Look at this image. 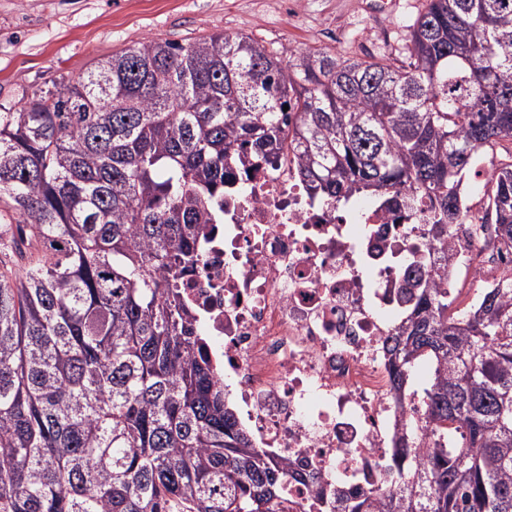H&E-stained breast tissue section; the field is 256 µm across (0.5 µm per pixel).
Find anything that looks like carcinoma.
I'll return each instance as SVG.
<instances>
[{
	"instance_id": "obj_1",
	"label": "carcinoma",
	"mask_w": 512,
	"mask_h": 512,
	"mask_svg": "<svg viewBox=\"0 0 512 512\" xmlns=\"http://www.w3.org/2000/svg\"><path fill=\"white\" fill-rule=\"evenodd\" d=\"M405 53L151 40L0 111L11 242L47 250L0 273V512H282L288 467L240 426L180 283L246 151L288 150L319 202L424 203L448 251L476 162L512 141V0H424ZM487 181L512 247V162ZM410 287L393 391L434 371L407 469L323 512H512V277L475 312H448L433 278Z\"/></svg>"
}]
</instances>
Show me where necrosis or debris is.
<instances>
[{
    "label": "necrosis or debris",
    "instance_id": "4bbe7bcc",
    "mask_svg": "<svg viewBox=\"0 0 512 512\" xmlns=\"http://www.w3.org/2000/svg\"><path fill=\"white\" fill-rule=\"evenodd\" d=\"M464 211L450 268L469 275L474 306L512 274V249L495 244L490 215ZM197 252L183 295L255 447L288 466V512L394 481L398 437L424 405L392 390L387 340L412 310L410 266L449 268L422 212L312 202L282 154L225 177L224 221Z\"/></svg>",
    "mask_w": 512,
    "mask_h": 512
}]
</instances>
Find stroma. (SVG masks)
<instances>
[{
    "label": "stroma",
    "instance_id": "35a3bbf8",
    "mask_svg": "<svg viewBox=\"0 0 512 512\" xmlns=\"http://www.w3.org/2000/svg\"><path fill=\"white\" fill-rule=\"evenodd\" d=\"M421 0H0V108L19 111L112 53L247 34L277 52L401 55Z\"/></svg>",
    "mask_w": 512,
    "mask_h": 512
}]
</instances>
